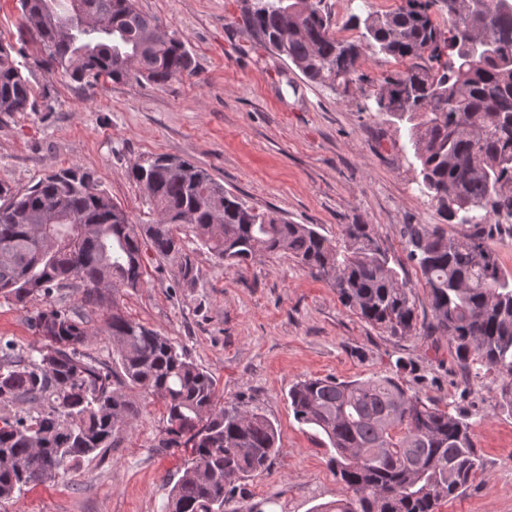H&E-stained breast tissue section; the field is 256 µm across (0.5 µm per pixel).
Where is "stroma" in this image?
<instances>
[{
  "label": "stroma",
  "instance_id": "35a3bbf8",
  "mask_svg": "<svg viewBox=\"0 0 512 512\" xmlns=\"http://www.w3.org/2000/svg\"><path fill=\"white\" fill-rule=\"evenodd\" d=\"M185 41L194 73L156 87L133 80L88 87L19 57L35 91L50 89V112L0 115V181L18 188L67 167L92 171L133 223L147 218L130 170L140 157L168 154L196 162L226 190L296 224L338 239L343 225H373L404 263L417 320H431L420 273L406 263L402 229L440 217L421 191L407 135L370 109L369 84L343 95L310 83L244 30L239 0H137ZM199 272L184 286L176 262L147 261L139 288L116 295L121 312L175 343L210 372L218 402L268 418L281 435L267 471L234 483L224 512H319L346 490L328 464L325 438L298 423L289 387L308 378L340 381L388 374L420 397L441 398L471 425L482 468L439 512H512V415L498 406L503 377L465 379L447 337L396 336L345 307L335 288L293 258L260 254L225 267L188 244ZM43 297L19 306L0 298V338L40 347L32 326ZM141 415L117 447L86 458L55 482L29 486L0 512H163L188 448H163L159 398L131 389Z\"/></svg>",
  "mask_w": 512,
  "mask_h": 512
}]
</instances>
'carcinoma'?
Here are the masks:
<instances>
[{"label": "carcinoma", "mask_w": 512, "mask_h": 512, "mask_svg": "<svg viewBox=\"0 0 512 512\" xmlns=\"http://www.w3.org/2000/svg\"><path fill=\"white\" fill-rule=\"evenodd\" d=\"M18 0L19 41L39 45L38 62L92 86L105 79L162 87L193 73L185 42L142 13L135 0ZM244 30L309 82L333 91L370 82L366 53L406 59L379 81L376 111L406 127L423 192L444 221L469 224L453 236L440 224H406L407 260L427 288L432 320L417 325L401 265L370 224H345L332 241L314 224H295L224 189L188 159L164 154L131 167L155 215L134 224L93 173L76 167L25 189L0 183V297L25 305L46 299L32 326L43 345L20 350L0 340V502L24 487L75 471L114 446L139 417L124 383L151 392L168 426L162 448L193 458L169 491L164 512H224L228 488L268 469L280 432L264 415L235 403L216 408V382L166 336L128 319L111 300L138 288L143 247L180 260L187 286L198 273L184 257L189 231L229 268L260 253L286 254L336 288L340 301L394 335L448 337L457 361L475 376L494 370L510 382L500 408L512 414V272L485 243L488 228L512 223V15L478 14L471 0H405L386 13L352 17L362 39L331 31L323 0H241ZM448 14V29L431 18ZM11 43H0V114L49 112ZM83 289L82 304L64 302ZM112 307L106 332L124 381L81 351L94 310ZM392 375L299 381L288 390L297 422L318 429L335 455L329 465L347 497L327 512H438L480 468L465 416L423 399Z\"/></svg>", "instance_id": "cac0c4a2"}]
</instances>
